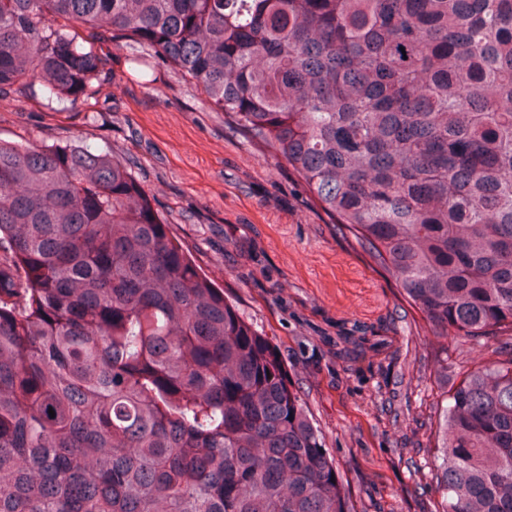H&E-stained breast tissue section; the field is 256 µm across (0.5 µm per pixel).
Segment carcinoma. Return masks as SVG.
Instances as JSON below:
<instances>
[{
    "instance_id": "obj_1",
    "label": "carcinoma",
    "mask_w": 512,
    "mask_h": 512,
    "mask_svg": "<svg viewBox=\"0 0 512 512\" xmlns=\"http://www.w3.org/2000/svg\"><path fill=\"white\" fill-rule=\"evenodd\" d=\"M104 45L284 160L434 335L512 337V0H0V97L86 106ZM169 224L110 152L0 137V512H348L276 348ZM436 439V512H512V354Z\"/></svg>"
}]
</instances>
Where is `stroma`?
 <instances>
[{
  "label": "stroma",
  "mask_w": 512,
  "mask_h": 512,
  "mask_svg": "<svg viewBox=\"0 0 512 512\" xmlns=\"http://www.w3.org/2000/svg\"><path fill=\"white\" fill-rule=\"evenodd\" d=\"M116 56L110 96L89 118L0 97V137L29 144L75 133L123 159L169 213L171 235L278 349L351 512H434L436 409L448 386L512 341L443 345L284 161L176 78L127 81L125 53ZM352 325L378 344L355 362L331 344ZM443 347L444 383L435 377Z\"/></svg>",
  "instance_id": "obj_1"
}]
</instances>
